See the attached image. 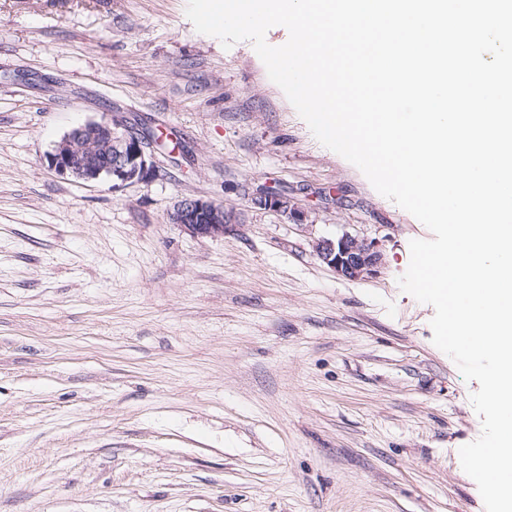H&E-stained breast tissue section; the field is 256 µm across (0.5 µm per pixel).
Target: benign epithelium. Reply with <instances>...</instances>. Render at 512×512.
Segmentation results:
<instances>
[{
  "label": "benign epithelium",
  "mask_w": 512,
  "mask_h": 512,
  "mask_svg": "<svg viewBox=\"0 0 512 512\" xmlns=\"http://www.w3.org/2000/svg\"><path fill=\"white\" fill-rule=\"evenodd\" d=\"M47 161L61 175L84 181L110 179L115 188L145 180L154 173L151 143L121 123L107 119L73 129L55 146ZM252 201L255 206L281 212L296 223L303 221L304 213L285 194L264 189ZM171 219L197 237H217L230 230L234 216L222 204L186 196L179 201ZM315 251L336 273L349 278L371 274L382 260L376 242L347 233L317 242Z\"/></svg>",
  "instance_id": "7a95c632"
}]
</instances>
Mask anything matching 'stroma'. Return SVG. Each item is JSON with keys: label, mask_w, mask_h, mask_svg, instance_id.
Instances as JSON below:
<instances>
[{"label": "stroma", "mask_w": 512, "mask_h": 512, "mask_svg": "<svg viewBox=\"0 0 512 512\" xmlns=\"http://www.w3.org/2000/svg\"><path fill=\"white\" fill-rule=\"evenodd\" d=\"M186 6L0 0V512H485L459 458L479 384L398 285L431 231ZM106 118L153 135L155 176L49 168ZM188 195L233 229L172 223ZM345 233L377 272L317 257ZM253 204L264 209H273L291 218L295 223H301L304 213L288 199V196L270 189H264L252 198ZM375 241L342 234L335 239H323L316 243L319 259L339 275L357 278L372 274L382 260Z\"/></svg>", "instance_id": "1"}]
</instances>
